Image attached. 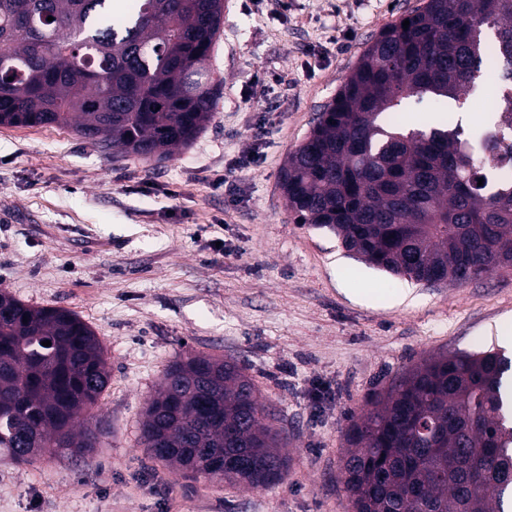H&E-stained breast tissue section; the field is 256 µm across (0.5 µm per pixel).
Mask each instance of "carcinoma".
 I'll return each instance as SVG.
<instances>
[{"label":"carcinoma","mask_w":512,"mask_h":512,"mask_svg":"<svg viewBox=\"0 0 512 512\" xmlns=\"http://www.w3.org/2000/svg\"><path fill=\"white\" fill-rule=\"evenodd\" d=\"M53 21H47V17ZM224 0H0V125L67 127L104 152L168 156L211 121L209 60ZM409 27L403 28L404 20ZM493 68L486 123L402 122V103L448 112ZM512 145V0H423L364 50L280 184L295 223L334 232L379 270L437 284L512 270V181L473 176ZM50 341L51 346L42 345ZM109 373L76 314L0 289V457L88 454ZM234 360L176 359L141 440L184 474L251 486L288 473L281 434ZM341 483L352 512H512V358L432 355L352 423Z\"/></svg>","instance_id":"1"}]
</instances>
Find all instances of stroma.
Returning <instances> with one entry per match:
<instances>
[{
    "mask_svg": "<svg viewBox=\"0 0 512 512\" xmlns=\"http://www.w3.org/2000/svg\"><path fill=\"white\" fill-rule=\"evenodd\" d=\"M418 4L224 0L213 118L163 161L102 154L66 127L0 126V288L77 314L111 371L87 414L102 447L0 459V512H351L339 461L369 398L425 357L499 350L512 271L435 286L387 274L295 223L280 188L364 49ZM255 149L262 166L243 168ZM187 353L245 367L283 432L284 481L217 486L146 456L145 407Z\"/></svg>",
    "mask_w": 512,
    "mask_h": 512,
    "instance_id": "stroma-1",
    "label": "stroma"
}]
</instances>
